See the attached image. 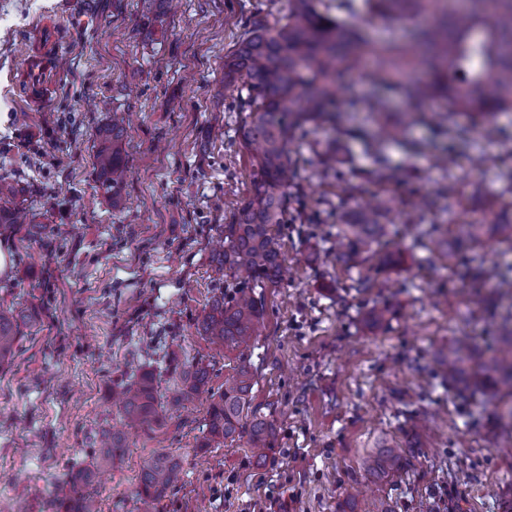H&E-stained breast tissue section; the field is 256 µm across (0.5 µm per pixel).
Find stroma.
I'll use <instances>...</instances> for the list:
<instances>
[{
  "mask_svg": "<svg viewBox=\"0 0 512 512\" xmlns=\"http://www.w3.org/2000/svg\"><path fill=\"white\" fill-rule=\"evenodd\" d=\"M163 16L143 0H0V174L24 192L27 220L0 224L11 264L0 275V302L36 306L12 363L0 367V512H48L65 476L91 466L102 432L118 425L113 387L142 370L167 393L176 376L166 360L209 365L211 389L239 359L255 373L254 402L275 427L265 462L246 441L200 451L210 403L202 396L170 412L165 425L129 439L122 461L93 485L102 512H138L143 462L180 459L181 484L159 512H369L373 500L394 512H506L512 504V437L493 407L449 394L435 374L439 351L470 311L471 288L442 260L410 250L390 234L394 261L360 266L373 286L347 290L351 268L314 265L308 254L336 231L349 204L341 187L318 176L330 142L344 150L343 175L374 165L365 139L325 125L296 148L304 181L291 211L315 212V239L299 225L283 230L287 274L266 289L264 324L245 352L222 351L197 331L204 308L224 292L216 267L219 227L230 202L245 197L249 161L236 137L233 91L216 98L224 55L251 21H274L288 0H175ZM43 22L58 27L63 50L49 63L46 100L31 106L22 90L28 41ZM221 90V89H220ZM128 112L125 206L97 192L96 132ZM416 124L413 152L393 142L380 152L401 179L392 190L416 218L417 196L444 178L433 154L457 158L458 203L450 215L480 214L499 197L512 169V112L491 135L463 141ZM475 155L486 164H472ZM392 316L365 319L372 302ZM401 448L400 469L366 475L361 462L381 442Z\"/></svg>",
  "mask_w": 512,
  "mask_h": 512,
  "instance_id": "35a3bbf8",
  "label": "stroma"
}]
</instances>
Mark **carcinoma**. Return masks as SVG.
Listing matches in <instances>:
<instances>
[{"label":"carcinoma","instance_id":"carcinoma-1","mask_svg":"<svg viewBox=\"0 0 512 512\" xmlns=\"http://www.w3.org/2000/svg\"><path fill=\"white\" fill-rule=\"evenodd\" d=\"M288 0L286 21L257 22L224 54V86L237 90L228 110L239 113L237 132L251 163L250 188L236 202L232 219L223 225L224 251L218 272L229 278L232 293L215 299L197 322L198 333L217 348L245 349L264 322V294L255 289L277 285L282 277L281 237L289 223V203L301 189L304 177L291 146L302 140L308 127L336 121V112H372L381 117L390 109L391 95H398L410 115L423 116L435 97L448 98V116L471 119L457 127L466 137L512 110V0ZM426 17L425 25L409 29L410 45L397 41L374 42L363 23L374 19L411 22ZM363 71L371 91L361 98L342 99L336 77ZM124 121L112 115V124L99 133L95 166L98 190L116 205L123 199L126 172ZM373 146L383 141L407 142V129L378 122L368 135ZM336 150L321 155L322 176L336 175ZM358 177L380 187L372 200L337 215L339 229L333 255L358 264L364 255H378L386 245L388 224L395 200L385 186L395 170L380 160ZM18 183L0 175V224H17L14 201ZM456 182L443 184L436 197H422L421 211L435 210L436 199L456 200ZM512 209V202L495 201L479 219L463 217L451 232L442 225H416L413 246L448 262L459 276L475 287L495 288L512 295V263L488 265L473 258L456 267L459 246L481 245L492 240L512 241V220L499 219L496 206ZM33 320L24 308L0 306V366L12 360L21 339V326ZM488 320L501 329L502 348L484 357L465 335L448 343L441 364L448 383L464 384L481 404H493L508 433H512V304L494 307ZM179 370V380L162 397L152 371L112 391L125 426L152 431L164 423L170 410L189 402L209 386V366L193 364ZM254 374L242 361L224 377V389L212 395L207 410L206 436L200 448L247 438V444L264 460L275 428L253 405ZM127 448L124 433L103 434L91 470L69 475L64 496L49 501V512H99L91 491L97 474L122 460ZM401 450L389 447L364 459L369 474L397 469ZM183 478L180 460L155 455L144 461L138 477L140 512H157L158 505Z\"/></svg>","mask_w":512,"mask_h":512}]
</instances>
